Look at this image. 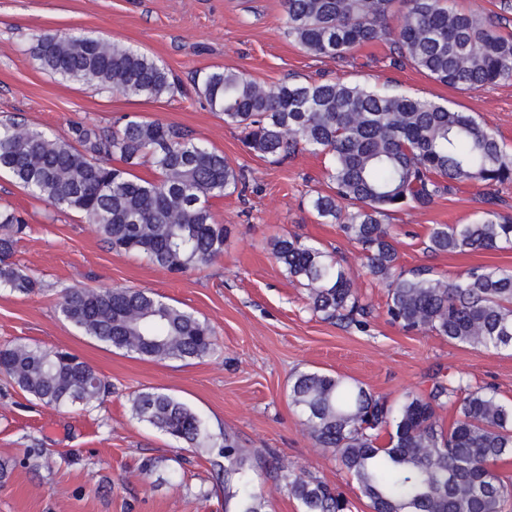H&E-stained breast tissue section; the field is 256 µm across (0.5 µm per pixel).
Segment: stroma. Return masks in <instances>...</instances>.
I'll list each match as a JSON object with an SVG mask.
<instances>
[{"instance_id":"obj_1","label":"stroma","mask_w":512,"mask_h":512,"mask_svg":"<svg viewBox=\"0 0 512 512\" xmlns=\"http://www.w3.org/2000/svg\"><path fill=\"white\" fill-rule=\"evenodd\" d=\"M283 0H0V121L58 134L83 122L113 129L129 115L179 126L195 141L244 168V193L213 205L225 230L224 253L207 267L175 275L145 257L118 253L95 225L0 175V205L30 227L14 259L41 284L18 296L0 290V345L24 341L78 355L112 385L94 407H47L0 379V512H234L215 457L178 449L174 440L131 413L136 391L158 388L183 400L213 434H232L239 448L274 466L288 465L338 487L351 512H370L355 482L304 429L289 399L293 376L318 370L353 379L397 401L427 391L435 373H467L512 403V351L471 348L407 332L386 314V287L368 273L360 248L337 225L318 223L310 205L328 190L323 156L299 152L274 163L247 153L238 133L196 92L193 78L217 67L259 84L345 80L404 92L473 114L512 147V81L457 91L409 63H396L387 38L333 59L306 52L286 34ZM79 29L134 46L180 82L157 100L94 87L77 88L44 71L31 47L43 33ZM512 214V182L454 184L425 209L391 219L401 267H433L455 277L476 265L512 269V248L433 254L432 225L470 224L487 209ZM289 232L336 252L370 314L365 326H340L313 314L307 292L270 255L271 236ZM149 288L207 319L215 353L189 362H156L113 350L65 322L56 310L62 288ZM41 449L34 460L28 449ZM152 471H144L147 460ZM181 468L183 481L171 468Z\"/></svg>"}]
</instances>
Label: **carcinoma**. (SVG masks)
Instances as JSON below:
<instances>
[{
  "label": "carcinoma",
  "instance_id": "obj_1",
  "mask_svg": "<svg viewBox=\"0 0 512 512\" xmlns=\"http://www.w3.org/2000/svg\"><path fill=\"white\" fill-rule=\"evenodd\" d=\"M398 1L405 12L395 44L419 72L459 90L512 81V32L447 0H284L287 35L311 54L342 58L386 34ZM32 53L43 70L74 86L146 99L180 89L147 53L82 31L42 34ZM196 89L250 154L279 160L309 150L327 157L331 192L317 193L310 206L321 223L339 224L361 247L369 274L386 284L392 323L462 346L512 350V270L475 266L451 280L429 266L404 271L390 227L391 216L431 205L454 183L512 182V150L474 115L341 80L262 87L229 68L203 73ZM147 163L152 180L133 173ZM0 172L59 210L83 215L113 250L177 274L224 253V225L215 222L210 201L245 183L223 153L182 128L135 118L110 133L75 123L67 136L0 122ZM27 230L21 215L0 208V289L22 295L40 287L12 260ZM506 247L512 215L494 209L472 224H434L426 242L435 254ZM269 249L306 289L313 313L341 323L368 315L335 253L288 233L273 237ZM58 309L84 335L138 357L190 361L217 346L207 321L146 288H66ZM0 376L54 408L89 407L110 393L109 382L79 356L23 342L0 348ZM290 398L370 512H506L512 502V485L492 470L512 457V404L463 373L437 376L429 391L393 406L354 380L304 371ZM447 407L456 418L445 428L438 411ZM131 411L189 448L217 449L236 512H266L254 490L262 463L232 435L215 437L192 407L155 388L132 395ZM276 477L302 512H349L343 493L321 480L282 468Z\"/></svg>",
  "mask_w": 512,
  "mask_h": 512
}]
</instances>
